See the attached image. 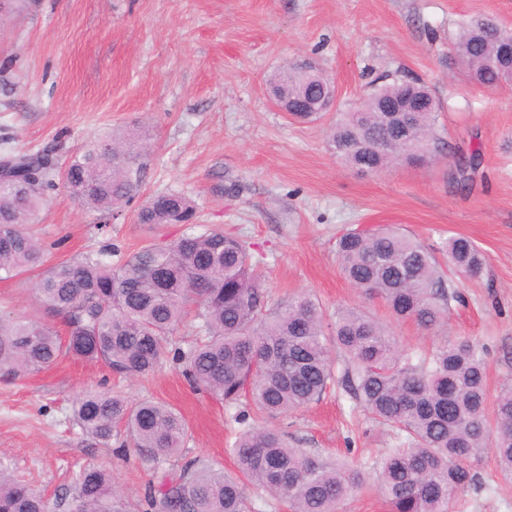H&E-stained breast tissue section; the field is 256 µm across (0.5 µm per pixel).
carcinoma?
I'll return each instance as SVG.
<instances>
[{"label":"carcinoma","mask_w":512,"mask_h":512,"mask_svg":"<svg viewBox=\"0 0 512 512\" xmlns=\"http://www.w3.org/2000/svg\"><path fill=\"white\" fill-rule=\"evenodd\" d=\"M512 31L472 16L454 49L470 82L497 88L512 81ZM282 106L320 99L322 82L285 66L269 79ZM425 98L421 112H383L387 97ZM440 104L421 83L395 78L332 123L330 149L347 166L379 173L398 161L434 159L444 149L437 134ZM110 151L89 150L55 168L42 156L0 160L22 176L0 184V279L43 265L44 247L27 231L57 180L87 207L111 214L129 204L141 184L139 159L147 137H112ZM479 151L455 157L456 181L470 180ZM195 204L181 192L155 195L139 208L141 224H184L178 239L141 248L120 264L84 257L43 270L34 288L40 305L64 319L66 348L49 326L0 314V371L32 375L65 352L101 360L130 379L179 363L195 388L227 407L250 402L235 415L242 429L229 448L235 472L189 462L151 486L136 512H248V496L288 502L291 512H339L355 490L376 487L388 512H451L462 492L480 482L473 462L492 448L501 472L512 477V384L490 398L487 349L469 340L446 343L427 356L404 352L390 328L362 306L330 315L301 293L269 303L258 262L247 242L194 223ZM464 276L482 273L487 258L463 236L435 251L395 229L349 230L336 239L343 276L391 316L427 331L445 323L460 298L439 257ZM199 309V342L169 349L188 310ZM347 392L395 443L371 464L350 467L288 446L275 426L252 424L250 412L272 419L319 401L331 383ZM72 414L83 433L108 443L124 428L134 451L161 463L178 457L189 430L171 407L86 387ZM65 499L72 512H131L103 469H83ZM0 512H47L41 492L22 483L0 461Z\"/></svg>","instance_id":"cac0c4a2"}]
</instances>
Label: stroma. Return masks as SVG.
I'll return each mask as SVG.
<instances>
[{
  "instance_id": "1",
  "label": "stroma",
  "mask_w": 512,
  "mask_h": 512,
  "mask_svg": "<svg viewBox=\"0 0 512 512\" xmlns=\"http://www.w3.org/2000/svg\"><path fill=\"white\" fill-rule=\"evenodd\" d=\"M485 15L512 28V0H17L0 23V156L50 153L57 165L115 133L147 131L151 152L137 200L110 216L87 209L63 187L46 191L31 232L44 264L96 257L112 263L141 247L179 238L185 225L137 221L141 201L178 191L199 224L236 234L263 262L272 300L302 292L327 310L362 305L389 320L342 276L337 236L394 225L427 245L470 238L488 265L457 282L447 326L390 327L409 353L468 338L488 349V384L512 381V84L476 87L459 70L453 43L462 23ZM305 61L338 88L339 111L374 84L407 75L441 104L439 160L364 174L334 156L328 121L300 123L279 111L268 78ZM476 148L472 189L452 183L453 153ZM0 312L63 330L46 316L26 274L0 281ZM99 387L136 402L151 398L189 427L182 462L231 468L238 429L223 401L194 389L181 366L127 379L103 362L62 355L52 367L16 379L0 375V460L39 487L56 512L89 465L105 468L138 503L163 468L84 435L71 418L74 395ZM292 447L353 463L378 459L394 439L339 387L309 408L278 418ZM481 486L459 495L453 512H512V482L501 480L492 450L476 464Z\"/></svg>"
}]
</instances>
